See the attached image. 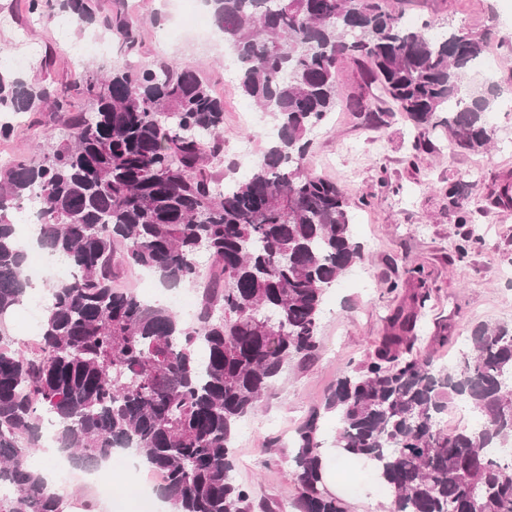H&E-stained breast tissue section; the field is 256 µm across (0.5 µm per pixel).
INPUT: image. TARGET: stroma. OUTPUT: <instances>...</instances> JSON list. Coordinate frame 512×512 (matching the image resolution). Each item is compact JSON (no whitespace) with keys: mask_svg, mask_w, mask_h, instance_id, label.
Returning <instances> with one entry per match:
<instances>
[{"mask_svg":"<svg viewBox=\"0 0 512 512\" xmlns=\"http://www.w3.org/2000/svg\"><path fill=\"white\" fill-rule=\"evenodd\" d=\"M139 19L142 48L134 65L172 59L200 71L214 95L224 101L225 179L242 178L252 159L240 158V141L259 150L272 121L259 114L254 125L243 113L254 106L239 89L236 71H225L223 53L194 34L171 39L175 19L166 0H126ZM406 15L434 21L439 32L460 28L491 31L486 53L497 78L512 76V0H405ZM90 25L49 24L29 17L19 0H0V53L27 55L24 72L33 84L55 88L70 82L76 64L97 68L95 58L76 61L73 48L93 33ZM339 89L330 121L312 136L307 170L335 181L350 203L352 232L365 253L326 293L318 332L319 350L308 360H290L258 408L239 422L234 442L235 476L255 499L271 503L297 497L292 453L296 430L319 411V436L331 449L336 415L325 398L343 371L367 360L386 332V318L402 301L393 283L423 266L431 290L425 316L417 324L418 351L455 366L466 338L478 324L512 325V95L500 96L484 116L496 127L498 145L485 152L452 148V135L440 126L420 134L397 108L376 111L365 62L345 59L337 70ZM53 113H35L32 123L16 126L11 139L0 140V161L36 154L38 134L52 135ZM425 138L416 148L417 138ZM460 183L470 199L466 211L452 206L449 183ZM484 233L465 257L456 246L466 226ZM447 343H439L440 335ZM348 490L349 512H386L385 495L373 485L369 468L342 461L337 472Z\"/></svg>","mask_w":512,"mask_h":512,"instance_id":"stroma-1","label":"stroma"}]
</instances>
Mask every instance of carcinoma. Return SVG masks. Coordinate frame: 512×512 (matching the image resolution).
<instances>
[{"label": "carcinoma", "mask_w": 512, "mask_h": 512, "mask_svg": "<svg viewBox=\"0 0 512 512\" xmlns=\"http://www.w3.org/2000/svg\"><path fill=\"white\" fill-rule=\"evenodd\" d=\"M234 53L242 94L271 118L275 135L248 176L222 187L206 170L224 156V101L173 61L137 68H80L60 90L0 70V139L17 118L48 107L63 143L36 161L0 167V318L23 304L27 252L13 214L36 195L40 249L78 273L56 283L38 337L24 346L0 329V481L14 493L0 512H59L31 461L45 419L83 468L134 448L163 476L176 512H275L233 476L238 423L294 356L314 357L325 291L364 261L348 202L335 182L305 172L311 135L336 109V72L364 58L376 99L420 128L455 127V145L480 152L495 132L483 114L501 82L470 85L489 33H435L403 25V0H205ZM51 21L66 14L139 52L138 20L97 0H24ZM90 103L71 111V97ZM192 324L168 305L112 287L120 268L157 275L166 288L200 281ZM429 298L423 288L388 318L389 333L326 397L336 447L369 461L390 512H512V462L490 449L512 440V327L479 324L460 364L413 352ZM461 402L477 427L439 421ZM320 415L292 451L298 512H347L324 487Z\"/></svg>", "instance_id": "cac0c4a2"}]
</instances>
